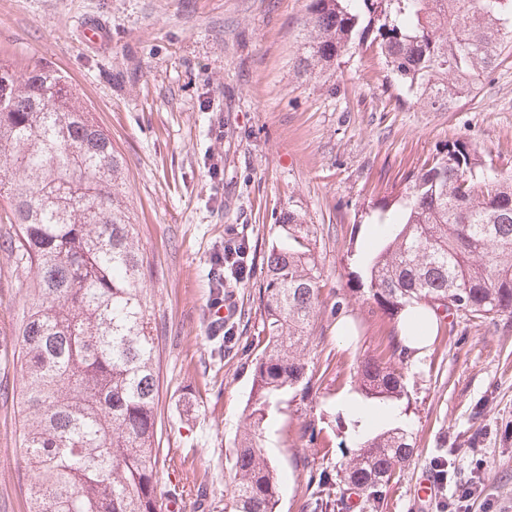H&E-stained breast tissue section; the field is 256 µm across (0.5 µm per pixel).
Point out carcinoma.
Returning <instances> with one entry per match:
<instances>
[{
    "label": "carcinoma",
    "instance_id": "1",
    "mask_svg": "<svg viewBox=\"0 0 512 512\" xmlns=\"http://www.w3.org/2000/svg\"><path fill=\"white\" fill-rule=\"evenodd\" d=\"M309 0L305 75L339 64L351 44L375 52L391 80L424 106L451 108L477 91L512 48V0ZM402 210L383 196L381 248L365 260L358 290L382 315L417 304L459 310L483 324L512 317V172L457 139L401 176ZM125 164L68 78L34 60L18 74L0 63V198L4 244L33 269L11 349L20 362L29 512H164L158 493V373L142 285L144 257L124 190ZM259 288L261 325L251 345L246 423L231 457V512H277L278 471L263 438L277 396L307 374L306 356L326 312L314 231L295 211L279 216ZM410 351L392 336L387 357L361 362L365 393L401 395ZM302 441L330 440L315 424ZM414 444L400 428L367 437L335 472L309 468L315 508L335 512L347 485L367 502L385 498Z\"/></svg>",
    "mask_w": 512,
    "mask_h": 512
}]
</instances>
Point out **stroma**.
<instances>
[{"instance_id": "stroma-1", "label": "stroma", "mask_w": 512, "mask_h": 512, "mask_svg": "<svg viewBox=\"0 0 512 512\" xmlns=\"http://www.w3.org/2000/svg\"><path fill=\"white\" fill-rule=\"evenodd\" d=\"M308 0H0V62L40 59L80 90L94 122L126 163V192L156 338L162 493L183 512H231L229 459L244 425L260 325L263 253L280 212L314 227L322 294L339 302L351 334L323 319L308 353L307 390L270 409L265 448L281 480L278 512H312L309 467L335 470L366 432L339 407L361 396L362 359L385 355L394 322L357 292L379 241L373 205L387 184L449 141L512 164V52L471 96L434 112L390 80L370 51L352 46L335 70L306 76ZM110 32L91 45L86 19ZM218 165L221 184L209 168ZM243 229L251 278L234 288L238 341L225 349L211 308V257L224 229ZM29 271L0 247V339L21 316ZM392 402L415 445L403 475L358 512H452L441 494L418 503L422 475L448 488L478 483L466 512H512V318L475 324L448 316L426 352L411 356ZM21 367L0 372V512H28L30 472L19 442ZM315 422L330 447L297 440Z\"/></svg>"}]
</instances>
